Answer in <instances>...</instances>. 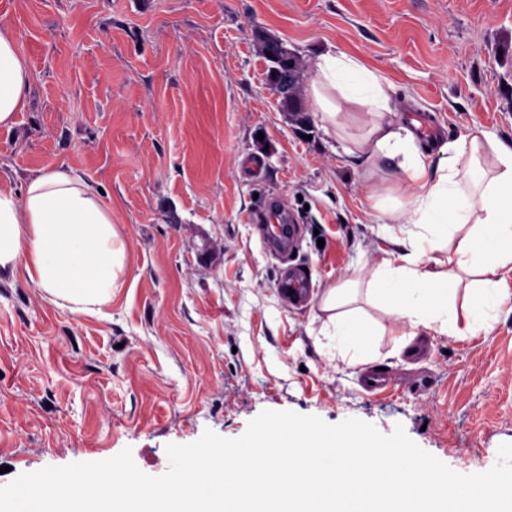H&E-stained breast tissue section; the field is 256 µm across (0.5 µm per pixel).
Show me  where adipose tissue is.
<instances>
[{"label":"adipose tissue","mask_w":512,"mask_h":512,"mask_svg":"<svg viewBox=\"0 0 512 512\" xmlns=\"http://www.w3.org/2000/svg\"><path fill=\"white\" fill-rule=\"evenodd\" d=\"M308 95L321 120L332 125L347 106L371 116L350 165L366 169L392 161L409 191L406 204L390 211L400 230L367 282L368 297L410 327L417 337L469 338L488 333L511 314L512 147H495L498 164L477 191L461 185L460 164L470 142H443L436 155L418 144L412 130L392 116L402 111L385 78L338 50L310 60ZM31 77L8 25H0V127L10 126L27 102ZM128 255L92 188L56 168L34 178L23 198L0 189V268L23 264L52 301L72 312L92 313L109 304ZM464 299H457V292ZM349 291L329 289L321 302L341 355L358 364L370 328L347 307Z\"/></svg>","instance_id":"ef3b65f1"}]
</instances>
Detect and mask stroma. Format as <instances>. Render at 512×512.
Returning <instances> with one entry per match:
<instances>
[{
	"label": "stroma",
	"instance_id": "35a3bbf8",
	"mask_svg": "<svg viewBox=\"0 0 512 512\" xmlns=\"http://www.w3.org/2000/svg\"><path fill=\"white\" fill-rule=\"evenodd\" d=\"M31 82L0 128V188L22 197L46 170L101 192L128 261L112 302L72 313L0 272V487L48 466L131 449L140 471L204 431L236 439L266 410L403 427L454 471L490 470L512 443V316L469 339L427 336L370 302L365 363L339 356L326 289L369 278L399 226L370 193L388 165L347 163L370 114L351 105L326 135L312 103L283 111L260 37L307 63L359 56L445 140L512 145V0H0ZM302 226L295 260L313 289L291 305L282 262L249 221L270 195ZM383 369L387 393L364 389Z\"/></svg>",
	"mask_w": 512,
	"mask_h": 512
}]
</instances>
